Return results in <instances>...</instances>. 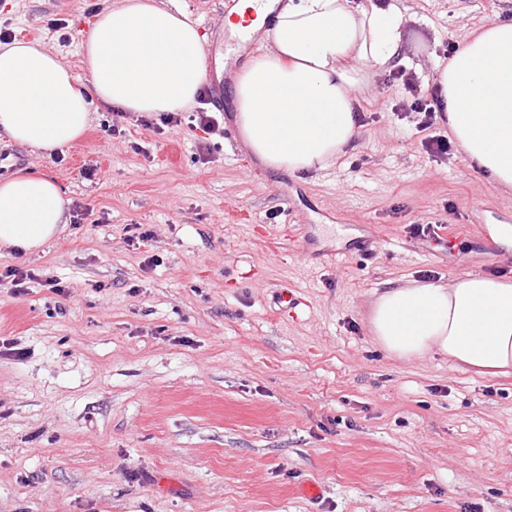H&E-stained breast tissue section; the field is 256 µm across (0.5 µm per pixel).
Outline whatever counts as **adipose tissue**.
Listing matches in <instances>:
<instances>
[{
    "label": "adipose tissue",
    "mask_w": 512,
    "mask_h": 512,
    "mask_svg": "<svg viewBox=\"0 0 512 512\" xmlns=\"http://www.w3.org/2000/svg\"><path fill=\"white\" fill-rule=\"evenodd\" d=\"M264 47L233 88L241 139L269 168L334 165L359 131L370 74L404 62L396 6L350 0H243ZM88 83L38 41L0 43V133L51 154L78 140L93 103L158 114L193 104L207 80L205 38L165 0H113L83 35ZM448 131L476 169L512 190V22L465 39L436 78ZM53 178L0 175V248L39 250L67 221ZM370 329L402 360L431 353L484 375L512 374V283L473 275L400 285L377 295Z\"/></svg>",
    "instance_id": "1"
}]
</instances>
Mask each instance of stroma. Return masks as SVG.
Instances as JSON below:
<instances>
[{
  "instance_id": "obj_1",
  "label": "stroma",
  "mask_w": 512,
  "mask_h": 512,
  "mask_svg": "<svg viewBox=\"0 0 512 512\" xmlns=\"http://www.w3.org/2000/svg\"><path fill=\"white\" fill-rule=\"evenodd\" d=\"M401 3L425 96L467 33L512 21V0ZM105 5L0 0V31L84 83L82 33ZM411 101L379 71L356 147L307 173L263 165L229 102L210 134L159 135L94 105L58 160L1 137V172L54 178L96 221L21 259L0 250L70 289L0 288V338L24 352L0 357V512H512V375L395 359L370 330L387 285L512 279V247L491 233L512 225V195L458 147L427 153ZM128 224L154 232L149 250L127 244ZM412 224L446 225L454 249ZM277 288L296 291L295 315L273 312ZM309 480L317 499L297 492Z\"/></svg>"
}]
</instances>
